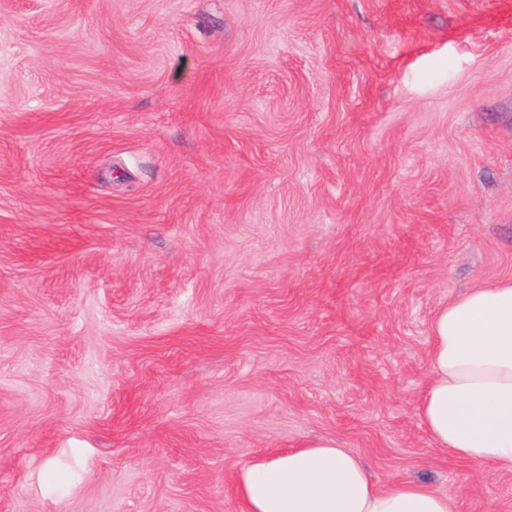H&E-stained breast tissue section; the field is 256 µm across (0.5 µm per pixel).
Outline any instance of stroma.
<instances>
[{"instance_id": "1", "label": "stroma", "mask_w": 512, "mask_h": 512, "mask_svg": "<svg viewBox=\"0 0 512 512\" xmlns=\"http://www.w3.org/2000/svg\"><path fill=\"white\" fill-rule=\"evenodd\" d=\"M512 278V0H0V512H242L257 456L512 512L415 415Z\"/></svg>"}]
</instances>
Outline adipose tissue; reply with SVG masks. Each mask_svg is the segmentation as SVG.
<instances>
[{
	"mask_svg": "<svg viewBox=\"0 0 512 512\" xmlns=\"http://www.w3.org/2000/svg\"><path fill=\"white\" fill-rule=\"evenodd\" d=\"M415 415L437 447L512 475V279L472 288L436 313ZM235 492L243 512H455L427 481L377 483L332 439L248 461Z\"/></svg>",
	"mask_w": 512,
	"mask_h": 512,
	"instance_id": "obj_1",
	"label": "adipose tissue"
}]
</instances>
